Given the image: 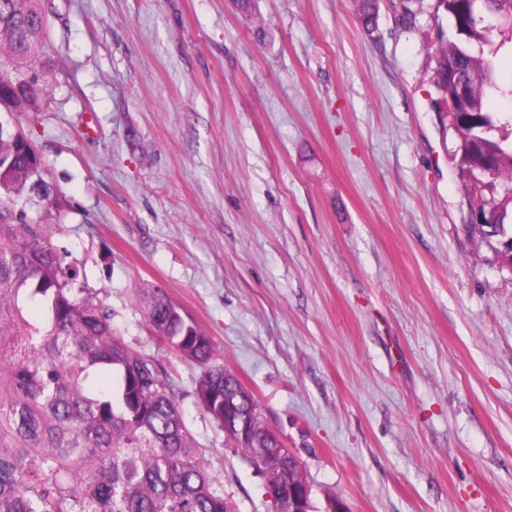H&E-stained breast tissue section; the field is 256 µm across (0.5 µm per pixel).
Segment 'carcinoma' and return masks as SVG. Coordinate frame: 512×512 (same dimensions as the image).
I'll use <instances>...</instances> for the list:
<instances>
[{"label": "carcinoma", "mask_w": 512, "mask_h": 512, "mask_svg": "<svg viewBox=\"0 0 512 512\" xmlns=\"http://www.w3.org/2000/svg\"><path fill=\"white\" fill-rule=\"evenodd\" d=\"M365 27L377 0H354ZM469 22L459 41L441 43L434 57V102H448L458 76L468 105L446 115L457 145L453 168L470 207L489 223L512 208V142L488 100L512 96L497 77L496 58L512 45V0H437L450 25L457 5ZM46 20L39 0H0V89L22 80L17 65L42 48ZM36 104L31 93L0 103V512H237L214 487L209 465L195 448L174 388L157 364L129 351L112 328V308L90 287L79 262L55 247L15 196L41 187L32 170L40 157L11 133V116ZM495 158L477 188L464 172L468 137ZM471 233L496 240L497 255L512 266V237L483 224ZM152 335L202 373L195 394L219 428L224 420L248 422L254 437L237 442L260 477L272 450L259 405L243 384L224 389V366L213 363L212 336L167 292L140 289Z\"/></svg>", "instance_id": "cac0c4a2"}]
</instances>
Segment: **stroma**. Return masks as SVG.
<instances>
[{
  "label": "stroma",
  "mask_w": 512,
  "mask_h": 512,
  "mask_svg": "<svg viewBox=\"0 0 512 512\" xmlns=\"http://www.w3.org/2000/svg\"><path fill=\"white\" fill-rule=\"evenodd\" d=\"M15 114L48 198L19 201L159 364L238 512H271L151 336L159 286L213 337L322 512H512V267L467 233L432 102L437 0H41ZM263 24L266 39L254 28Z\"/></svg>",
  "instance_id": "35a3bbf8"
}]
</instances>
